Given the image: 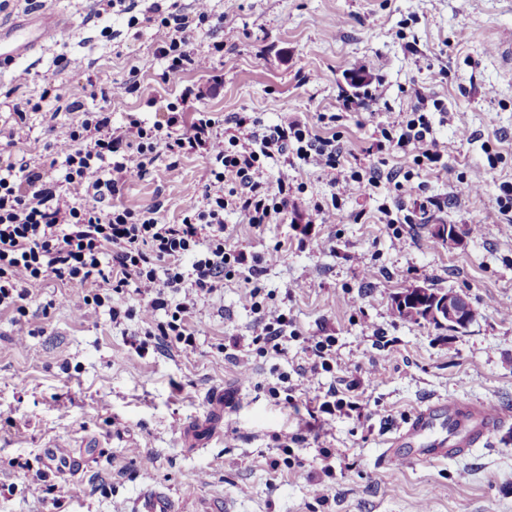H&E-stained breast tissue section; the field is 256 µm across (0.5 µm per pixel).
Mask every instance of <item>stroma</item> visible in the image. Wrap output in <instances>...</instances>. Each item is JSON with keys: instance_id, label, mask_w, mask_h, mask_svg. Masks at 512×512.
<instances>
[{"instance_id": "35a3bbf8", "label": "stroma", "mask_w": 512, "mask_h": 512, "mask_svg": "<svg viewBox=\"0 0 512 512\" xmlns=\"http://www.w3.org/2000/svg\"><path fill=\"white\" fill-rule=\"evenodd\" d=\"M156 0H137L133 13L95 15L89 0H7V24L35 6L63 15L66 43L49 44L0 74V125L15 124L13 102L41 109L18 125L14 153L52 164L51 144L83 112L107 107L112 124L128 116L166 122L167 106L184 86L213 85L200 108L225 119L240 113L268 127L297 121L336 135L359 166L378 167L377 185L341 203L332 224H310L314 204H329L336 187L315 161L267 160L270 184L295 187L287 223L255 229L225 213L224 244L248 255L278 251L258 276L263 293L288 316V352H249V376L230 361L233 340L249 343L255 314L243 272L198 299L190 318L201 331L193 356L148 351L132 339L139 319L112 323L109 308L84 305L80 293L51 281L32 289L29 311L40 331L16 340L11 312L0 313V512H134L138 497L163 486L184 512H512V422L484 445L440 464L395 466L383 440L431 399L483 402L512 411V226L502 223L497 198L512 182V73L497 55L512 29V0H213L223 31L201 30L198 53L207 71L166 83L154 50L165 29L143 22ZM138 24H130V17ZM223 55H211L213 41ZM66 56V69L55 61ZM104 71L113 81L140 85V95L103 99L88 83ZM24 81H17L18 73ZM422 87L425 105L410 96ZM380 89L365 109L347 112L346 96ZM423 108L447 171L415 166L412 150L379 149L380 131ZM56 113L55 131L42 115ZM467 125L470 140L457 128ZM409 171L401 190L388 171ZM205 161L188 154L177 164L160 158L145 179L129 183L117 201L135 210L158 206L162 222L180 221L186 190L203 184ZM480 194L461 191L462 181ZM427 210H419L420 201ZM455 225L460 242L433 237L435 225ZM483 227L481 235L470 225ZM371 279H364L363 269ZM463 294L478 312L454 333L399 318L393 297L411 285ZM332 339L326 369L313 385L299 376L311 355L305 339ZM359 364L355 391L363 416H316V398L343 388L345 365ZM224 391V415L213 418L208 396ZM301 434L291 453L281 435ZM96 438L99 453L74 480L39 478L49 440L71 448ZM339 448L342 459L312 482L290 468L311 463L318 449ZM151 454L143 461L141 453ZM280 460L272 469V460ZM84 488L70 497V484Z\"/></svg>"}]
</instances>
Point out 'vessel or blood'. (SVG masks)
I'll return each mask as SVG.
<instances>
[{
    "label": "vessel or blood",
    "instance_id": "1",
    "mask_svg": "<svg viewBox=\"0 0 512 512\" xmlns=\"http://www.w3.org/2000/svg\"><path fill=\"white\" fill-rule=\"evenodd\" d=\"M68 30L64 17L53 11L24 14L10 25L0 26V72L13 69ZM510 421L511 412L485 403L464 404L450 399L429 402L417 408L389 439L386 458L394 463H438L466 454ZM94 453L91 446L78 452L51 442L44 448L43 457L53 474L67 478L80 473ZM136 512H179V504L168 490L156 488L139 497Z\"/></svg>",
    "mask_w": 512,
    "mask_h": 512
}]
</instances>
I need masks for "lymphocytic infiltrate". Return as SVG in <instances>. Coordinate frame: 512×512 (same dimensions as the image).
Wrapping results in <instances>:
<instances>
[{"label": "lymphocytic infiltrate", "instance_id": "f902f5d3", "mask_svg": "<svg viewBox=\"0 0 512 512\" xmlns=\"http://www.w3.org/2000/svg\"><path fill=\"white\" fill-rule=\"evenodd\" d=\"M156 19L167 31L155 49L167 63L163 81L209 68V56L195 53L193 45L202 24L211 21L216 29L224 27L223 21L213 18L211 0H194L189 15L171 5L157 11ZM210 93V88L198 84L169 103L168 132L162 138L156 126L136 118L120 131L113 128L110 112L83 113L66 137L51 145L65 163L59 181L26 160L0 159V310L14 312L19 339L36 331L28 311L32 287L49 280L81 292L87 306H102L107 294L134 290L138 308L114 307L110 317L116 323L136 317L150 324L147 338L135 341L136 351L173 348L192 356L199 329L186 318L190 302L216 292L229 264L247 265L243 251L224 248L225 212L255 229L284 223L288 216L291 188L283 180L274 187L267 184L265 160L291 153L315 158L325 171L336 173L340 199L379 176L375 170L365 175L355 169L338 176L343 146L295 121L260 130L235 116L231 122L236 134L219 141L218 119L197 109ZM187 112L194 113L195 120L184 129L180 123ZM381 136L401 146L412 145L416 162L436 164L442 158L423 113H413L399 137L386 130ZM193 152L205 159L209 182L190 187L179 223H160L146 210L102 206L103 195H117L128 183L143 179L159 156L176 159ZM247 267L249 275L260 272L258 265ZM177 292L185 300L171 304L169 296ZM260 296L259 287L250 289L256 315L251 343L263 352L283 353L288 319ZM161 310L167 321H157Z\"/></svg>", "mask_w": 512, "mask_h": 512}]
</instances>
